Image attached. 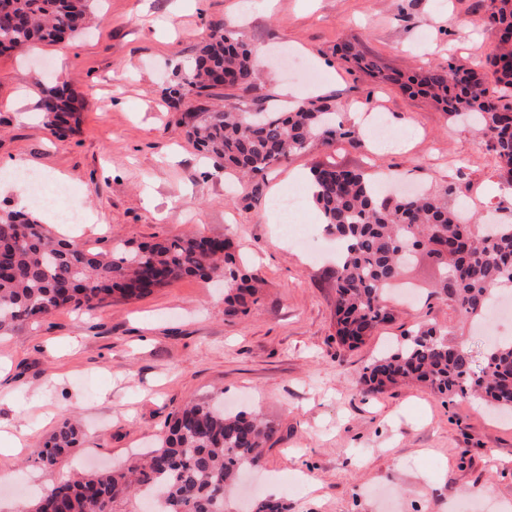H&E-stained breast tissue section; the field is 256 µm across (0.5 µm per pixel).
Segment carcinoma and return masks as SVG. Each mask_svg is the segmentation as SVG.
<instances>
[{"instance_id": "carcinoma-1", "label": "carcinoma", "mask_w": 512, "mask_h": 512, "mask_svg": "<svg viewBox=\"0 0 512 512\" xmlns=\"http://www.w3.org/2000/svg\"><path fill=\"white\" fill-rule=\"evenodd\" d=\"M93 0H0V54L61 41L95 20ZM490 22L512 34V0H486ZM341 58L361 64L382 83L430 96L452 118L481 123L485 143L512 180V41H501L483 76L453 65L422 75L389 73L351 43ZM232 85L248 88L257 72L241 32L214 26L200 45L193 67L169 97L193 87L199 92ZM86 101L68 89H44L39 119L63 137L79 123ZM187 136L196 150L244 176H263L271 167L339 136L359 143L352 128L336 121V111L314 101L254 115L236 110L190 112ZM312 199L325 231L341 252L336 282V336L354 346L374 335L393 315L386 292L403 267L417 260L416 246L435 258L439 277L432 293L467 319L484 321L501 286H512V224H465L441 196L381 198L364 173L336 165L311 170ZM224 277L229 306L254 295L253 277L236 265L227 239L184 236L154 243L90 245L52 233L32 213L0 212V332L12 331L54 311L91 309L115 293L141 298L187 276ZM448 330L418 326L404 342L364 368L361 391L419 383L447 402L479 398L512 413V339L496 340L481 365L467 345L448 344ZM275 427L246 411L198 401L178 411L162 444L125 470L68 478L41 492L21 512H114V505L151 498L154 512H226L224 492L246 469L262 461ZM81 439L66 423L40 449L47 467L56 465ZM253 512H288V503L268 497Z\"/></svg>"}]
</instances>
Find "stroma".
<instances>
[{"instance_id":"stroma-1","label":"stroma","mask_w":512,"mask_h":512,"mask_svg":"<svg viewBox=\"0 0 512 512\" xmlns=\"http://www.w3.org/2000/svg\"><path fill=\"white\" fill-rule=\"evenodd\" d=\"M481 0H94L86 34L0 55V161L17 159L66 183V207L84 224H53L80 240L151 242L198 233L229 238L243 268L263 282L255 300L228 311L219 278L185 277L139 299L112 297L90 311L62 308L0 334V433L24 435L0 455V512H17L78 466L123 465L154 447L186 403L223 399L255 410L277 433L235 498L269 494L289 512H512V415L478 402L444 403L422 386L376 396L360 375L407 330L424 322L482 353L486 335L431 296L436 266L404 269L410 297L362 344L335 334L336 240L317 209L297 215L316 256L287 242L270 221L276 192L301 186L316 166L336 164L399 189L447 194L448 204L493 224H512L498 159L476 127L452 121L431 99L384 85L341 60L360 42L386 71L476 67L499 33ZM263 49L247 90L173 104L200 42L215 24ZM66 87L86 100L73 133L58 138L35 121L42 90ZM359 108L412 137L392 152L336 137L292 156L263 178L238 180L189 142L180 115L203 105L285 109L294 98ZM84 437L70 459L44 466L37 450L64 423Z\"/></svg>"}]
</instances>
